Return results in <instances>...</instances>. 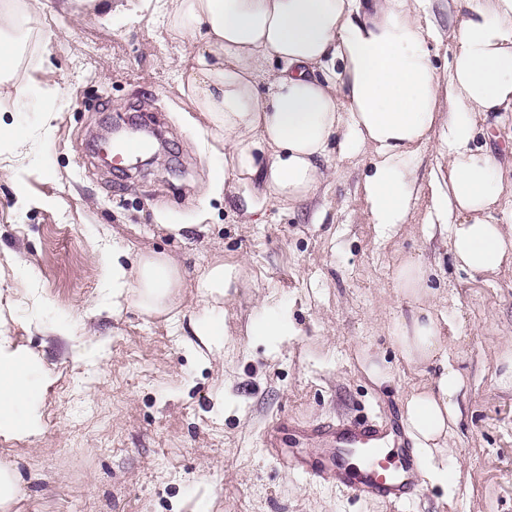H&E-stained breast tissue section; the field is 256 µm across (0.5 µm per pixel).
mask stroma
I'll return each mask as SVG.
<instances>
[{"label": "stroma", "instance_id": "35a3bbf8", "mask_svg": "<svg viewBox=\"0 0 512 512\" xmlns=\"http://www.w3.org/2000/svg\"><path fill=\"white\" fill-rule=\"evenodd\" d=\"M162 0H126L111 17L59 14L24 29L15 72L22 100L0 99V322L51 382L43 432L0 435V462L19 478L13 512H182L207 493L212 512H400L291 470L330 443L287 445L288 416L322 423L401 416L404 392L431 370L408 367L392 340L416 302L395 288L409 256L432 270L429 309L455 337L462 415L448 437L459 488L422 479L409 512H512V264L493 275L458 268L422 225L384 237L362 200L365 160L335 159L309 203L269 202L214 188L206 123L182 87L186 42ZM152 117L167 146L151 166H105L102 122ZM167 254L183 274L174 318L113 308V247ZM243 266L223 303L224 345L204 358L189 321L207 308L196 278L215 261ZM292 306L296 336L276 349L248 326L267 297ZM65 325L70 335L55 334ZM389 380L376 385L369 364ZM284 446L272 452L268 441Z\"/></svg>", "mask_w": 512, "mask_h": 512}]
</instances>
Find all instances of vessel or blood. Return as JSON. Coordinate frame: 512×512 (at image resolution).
Listing matches in <instances>:
<instances>
[{"label":"vessel or blood","instance_id":"vessel-or-blood-1","mask_svg":"<svg viewBox=\"0 0 512 512\" xmlns=\"http://www.w3.org/2000/svg\"><path fill=\"white\" fill-rule=\"evenodd\" d=\"M285 426L307 440L332 438L345 441L363 456L356 478L334 460L324 461L316 478L351 490L358 496L397 507L409 503L411 461L397 462L385 447L387 428L378 419L339 420L328 425L307 424L288 418Z\"/></svg>","mask_w":512,"mask_h":512}]
</instances>
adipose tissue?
Returning <instances> with one entry per match:
<instances>
[{
  "label": "adipose tissue",
  "mask_w": 512,
  "mask_h": 512,
  "mask_svg": "<svg viewBox=\"0 0 512 512\" xmlns=\"http://www.w3.org/2000/svg\"><path fill=\"white\" fill-rule=\"evenodd\" d=\"M171 29L192 36L183 84L223 150L224 180L255 189L258 203L299 205L334 177L332 151L363 154V182L374 224L397 234L418 200L415 159L434 146L436 170L423 223L439 228L454 261L476 274L512 262V219L500 174L512 150L493 152L476 137L488 113L512 112V0H454L460 21L451 60L438 73L431 44L442 33L432 0H171ZM52 8L71 14L111 12L112 0H0V98H25L12 77L23 21ZM112 252V302L135 297L167 314L182 283L164 256L126 267ZM237 265L214 263L198 277L200 295L219 304L238 282ZM448 322L419 309L394 325L408 362L432 367L428 384L411 387L402 417L429 479L456 486L459 467L443 453L459 417L463 380L448 362ZM253 335L278 344L295 329L285 304L264 309ZM35 355L0 332V433H41Z\"/></svg>",
  "instance_id": "obj_1"
}]
</instances>
